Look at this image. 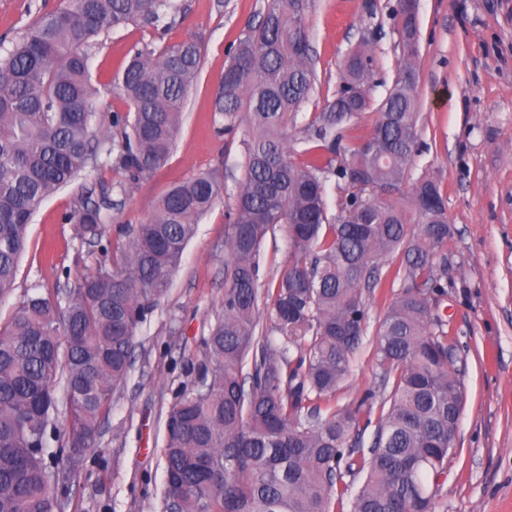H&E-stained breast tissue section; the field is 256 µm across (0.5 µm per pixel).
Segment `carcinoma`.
Listing matches in <instances>:
<instances>
[{
	"label": "carcinoma",
	"mask_w": 512,
	"mask_h": 512,
	"mask_svg": "<svg viewBox=\"0 0 512 512\" xmlns=\"http://www.w3.org/2000/svg\"><path fill=\"white\" fill-rule=\"evenodd\" d=\"M170 0H66L46 11L0 55V296L15 289L27 228L43 202L97 162L112 133L122 180L82 191L65 220L100 258L57 297L22 295L0 322V512H59L67 486L59 465L84 460L132 366L137 326L167 292L199 219L224 192L218 169L168 188L143 224L102 242L112 191L124 193L169 160L184 102L197 82L201 41L135 48L113 80L128 109L97 120L90 60L96 38L143 23L164 36ZM309 0H267L256 25L229 48L214 111L224 133L247 122L243 176L229 215L224 304L203 360L184 366L165 418V512H436L465 399L448 370L444 324L432 302L444 288L452 235L439 181L396 191L418 151L417 18L405 25L402 63L370 130L342 144L343 124L371 107L369 44L344 59L340 83L307 129L304 147L283 131L315 90ZM347 191L327 215L328 181ZM286 225L288 264L259 293L260 252ZM402 256L378 325L373 361L382 385L334 408L363 343V288L384 279L381 261ZM398 288H393L395 282ZM268 300L266 312L259 302ZM270 333L256 335L261 316ZM63 379L68 426L56 425ZM375 426L368 451L362 437Z\"/></svg>",
	"instance_id": "cac0c4a2"
}]
</instances>
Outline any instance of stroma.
<instances>
[{"label":"stroma","instance_id":"1","mask_svg":"<svg viewBox=\"0 0 512 512\" xmlns=\"http://www.w3.org/2000/svg\"><path fill=\"white\" fill-rule=\"evenodd\" d=\"M55 2L0 0V36L20 34ZM175 2L168 38L202 39L201 76L187 94L170 160L134 192L113 193L104 235L112 239L119 226L145 222L158 197L198 172L221 169L226 190L199 220L158 308L138 326L127 382L93 450L65 472L71 496L64 512H163L164 420L172 391L182 364L201 359L200 342L224 302L226 221L242 176L243 145L218 133L213 107L228 47L258 23L267 0ZM418 22L417 126L425 147L392 198H406L423 176L441 182L455 231L448 241V286L433 315L447 325L467 391L437 512H512V0H418ZM308 29L316 90L285 131L294 146L334 94L343 59L361 41L371 43L372 103L385 97L401 63L397 0H311ZM152 36V28L139 24L99 36L91 76L102 113L126 110L111 83L130 50ZM120 179L103 151L97 165L43 202L28 228L16 290L0 299L1 316L21 290L52 294L64 283V268L93 266L95 247L78 238L64 216L82 189ZM288 248L285 227H276L261 250L262 287H273ZM371 354L368 342L355 353L336 394L339 405L379 389Z\"/></svg>","mask_w":512,"mask_h":512}]
</instances>
